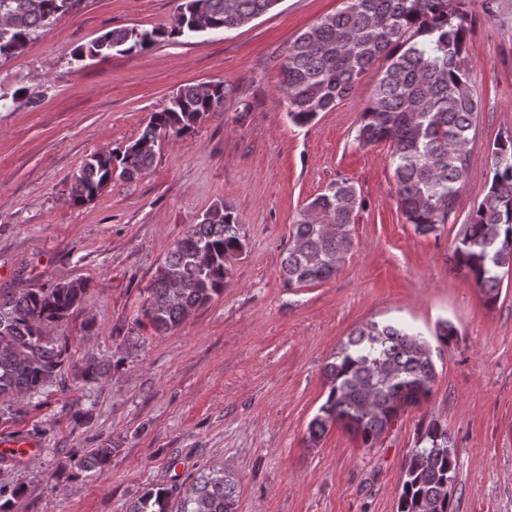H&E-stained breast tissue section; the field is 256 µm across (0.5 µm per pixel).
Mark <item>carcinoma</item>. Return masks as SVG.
I'll return each mask as SVG.
<instances>
[{"label": "carcinoma", "instance_id": "cac0c4a2", "mask_svg": "<svg viewBox=\"0 0 512 512\" xmlns=\"http://www.w3.org/2000/svg\"><path fill=\"white\" fill-rule=\"evenodd\" d=\"M279 0H183L168 35L192 37L244 26ZM75 0H0V61L19 56L29 43L68 12ZM465 0H343V7L297 36L280 67L288 118L312 123L354 95L373 68L382 71L360 115L355 141L390 144L398 207L419 235H438L456 219V202L470 166L469 143L481 109L470 79L465 38L472 22ZM159 32L114 28L84 55L147 49ZM233 90L222 81L186 85L151 113L139 137L124 150L89 155L71 176L69 202L95 199L112 179L132 180L147 170L160 140L186 135L224 113ZM363 201L341 179L308 203L292 225L281 263L283 283L302 288L331 279L352 252V224ZM247 245L234 205L221 201L189 225L157 268L141 310L159 332L182 323L224 293L232 261ZM454 266L472 277L494 306L512 271V135L493 143L489 183L453 243ZM84 280L0 294V398L38 394L64 369L67 342L48 332L82 304ZM456 327L437 323L433 338L453 344ZM325 402L307 425L315 446L342 424L372 448L400 414L429 398L436 378L431 342L395 321L354 329L324 366ZM115 449L94 448L82 472L104 473ZM456 443L434 419L418 425L403 473L397 512H456L449 489L456 479ZM238 482L222 472L203 478L180 512H236ZM172 494L147 489L130 512H170Z\"/></svg>", "mask_w": 512, "mask_h": 512}]
</instances>
